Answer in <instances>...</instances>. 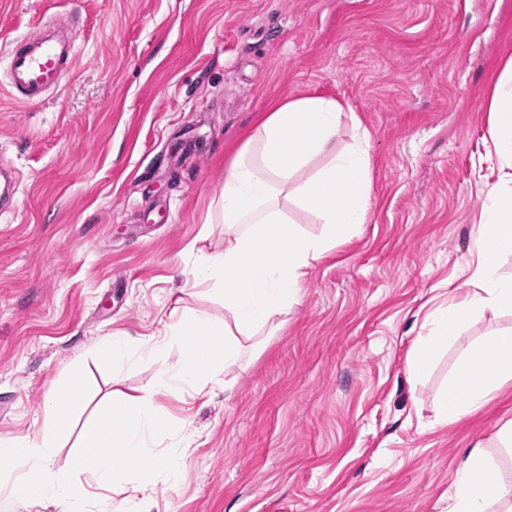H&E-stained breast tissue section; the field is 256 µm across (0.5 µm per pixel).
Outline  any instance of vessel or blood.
Listing matches in <instances>:
<instances>
[{
  "mask_svg": "<svg viewBox=\"0 0 512 512\" xmlns=\"http://www.w3.org/2000/svg\"><path fill=\"white\" fill-rule=\"evenodd\" d=\"M10 45L6 92L21 105L43 102L77 62V32L61 18L41 20L34 34L14 38Z\"/></svg>",
  "mask_w": 512,
  "mask_h": 512,
  "instance_id": "b4317fda",
  "label": "vessel or blood"
}]
</instances>
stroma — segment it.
Here are the masks:
<instances>
[{
	"label": "stroma",
	"instance_id": "35a3bbf8",
	"mask_svg": "<svg viewBox=\"0 0 512 512\" xmlns=\"http://www.w3.org/2000/svg\"><path fill=\"white\" fill-rule=\"evenodd\" d=\"M71 14L74 72L33 109L0 93V167L20 176L0 214V437L34 433L72 366L88 384L75 431L154 380L143 361L113 383L98 337L157 335L178 306L223 320L187 279L197 250H224V159L271 100L318 93L370 134L369 222L210 395L163 398L192 439L154 512H448L478 442L512 476V450L493 444L512 388L433 424L454 363L512 314L477 316L410 373L425 312L477 264L498 179L485 101L512 57V0H0V84L9 38Z\"/></svg>",
	"mask_w": 512,
	"mask_h": 512
}]
</instances>
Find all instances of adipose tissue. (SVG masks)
Listing matches in <instances>:
<instances>
[{"label":"adipose tissue","instance_id":"ef3b65f1","mask_svg":"<svg viewBox=\"0 0 512 512\" xmlns=\"http://www.w3.org/2000/svg\"><path fill=\"white\" fill-rule=\"evenodd\" d=\"M486 109L498 184L485 197L478 264L471 288L451 291L430 308L411 363L418 377L475 314L512 311V276L500 271L501 259L512 256V58L493 78ZM346 125L352 140L342 146L337 138ZM371 168L370 135L351 107L321 94L271 102L242 132L224 170V252L198 254L189 271L193 285L223 301V324L186 310L168 317L156 339L100 337L96 352L114 378L149 360L159 365L154 381L113 397L110 419L84 422L70 466L58 465L56 457L83 405L85 381L75 367L51 384L34 437L0 438V477L12 498L51 501L63 512L76 502L88 503L90 512H151L158 482L175 477L187 445L185 426L172 424L161 397L201 395L224 369L257 349L259 335L283 324L314 264L368 223ZM292 206L312 214L320 232L292 223ZM509 384L512 331L487 339L460 362L437 403L438 422L476 412ZM162 430L168 442L161 448L156 435ZM491 467L483 444H475L457 473L448 512H512V484L492 476ZM114 487L123 488L126 499L109 497Z\"/></svg>","mask_w":512,"mask_h":512}]
</instances>
